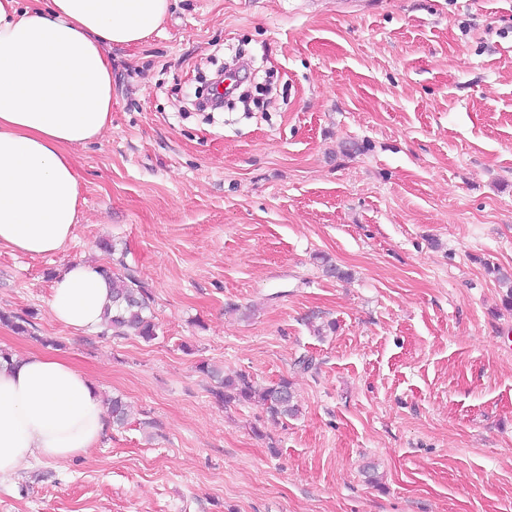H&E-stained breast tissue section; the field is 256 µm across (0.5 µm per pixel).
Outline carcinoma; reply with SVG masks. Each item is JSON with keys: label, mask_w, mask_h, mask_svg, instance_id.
Listing matches in <instances>:
<instances>
[{"label": "carcinoma", "mask_w": 512, "mask_h": 512, "mask_svg": "<svg viewBox=\"0 0 512 512\" xmlns=\"http://www.w3.org/2000/svg\"><path fill=\"white\" fill-rule=\"evenodd\" d=\"M121 270L103 269L112 284V310L104 312L103 325L116 336L135 335L146 341L157 336V325L151 312V295L125 264L124 257L116 259ZM214 385L212 395L220 402L256 403L273 419L287 418L298 412L295 394L290 382L283 378L261 391L256 390L249 378L243 374L230 376L224 370L206 362L198 365ZM112 424L124 425L129 418V407L120 397L108 400Z\"/></svg>", "instance_id": "carcinoma-1"}]
</instances>
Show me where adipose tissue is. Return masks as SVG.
<instances>
[{"label":"adipose tissue","instance_id":"1","mask_svg":"<svg viewBox=\"0 0 512 512\" xmlns=\"http://www.w3.org/2000/svg\"><path fill=\"white\" fill-rule=\"evenodd\" d=\"M171 0H0V247L60 250L79 221L69 146L112 124L107 50L140 44ZM98 266L74 261L47 306L76 332L98 329L111 300ZM107 411L97 387L65 359L30 352L0 361V478L35 461L63 462L98 444Z\"/></svg>","mask_w":512,"mask_h":512}]
</instances>
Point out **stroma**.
<instances>
[{"label":"stroma","mask_w":512,"mask_h":512,"mask_svg":"<svg viewBox=\"0 0 512 512\" xmlns=\"http://www.w3.org/2000/svg\"><path fill=\"white\" fill-rule=\"evenodd\" d=\"M239 49L273 99L193 111ZM107 54L72 239L0 248V313L29 322L0 349L133 415L1 480L0 512H512V0H174ZM108 243L155 340L48 312L57 270L111 266ZM202 361L288 379L297 415L218 402Z\"/></svg>","instance_id":"35a3bbf8"}]
</instances>
